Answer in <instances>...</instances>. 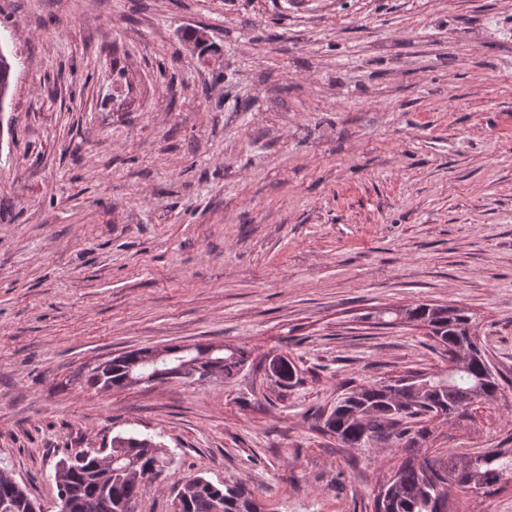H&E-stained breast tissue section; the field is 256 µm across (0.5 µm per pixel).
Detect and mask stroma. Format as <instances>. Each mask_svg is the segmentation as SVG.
I'll list each match as a JSON object with an SVG mask.
<instances>
[{
  "label": "stroma",
  "instance_id": "1",
  "mask_svg": "<svg viewBox=\"0 0 512 512\" xmlns=\"http://www.w3.org/2000/svg\"><path fill=\"white\" fill-rule=\"evenodd\" d=\"M0 47V468L44 512L59 459L127 433L171 459L134 512L195 475L374 512L403 452L324 420L447 370L427 329L371 319L417 303L472 312L508 385L424 420L426 448H512V0H0ZM221 343L249 352L227 382L86 383Z\"/></svg>",
  "mask_w": 512,
  "mask_h": 512
}]
</instances>
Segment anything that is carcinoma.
Segmentation results:
<instances>
[{
    "instance_id": "obj_1",
    "label": "carcinoma",
    "mask_w": 512,
    "mask_h": 512,
    "mask_svg": "<svg viewBox=\"0 0 512 512\" xmlns=\"http://www.w3.org/2000/svg\"><path fill=\"white\" fill-rule=\"evenodd\" d=\"M13 75L9 54L0 48V111L4 108ZM390 319H385V316ZM378 324L417 323L428 330L448 353V372L430 373L395 391L388 385L362 386L336 402L324 427L342 446L368 448L376 443L403 449L405 459L393 475L390 501L376 500L375 512H456L450 491L493 492L512 481V448H485L483 453L428 454L419 442L427 431L415 426L420 417L442 411L448 418L491 400L504 390L498 374L483 351L470 311L458 306L417 304L388 309L374 315ZM141 351L124 360H112L107 372L91 371L87 384L100 389L128 386V364ZM249 359L248 352L226 345L197 346L187 360L193 380L203 382L215 375L229 380ZM148 438L118 435L110 454L78 451L68 463L55 466L61 512H130L146 482L163 474L164 447L146 446ZM172 512H262L253 493L242 484L216 485L202 475L179 480L173 489ZM40 504L6 469H0V512H35Z\"/></svg>"
}]
</instances>
